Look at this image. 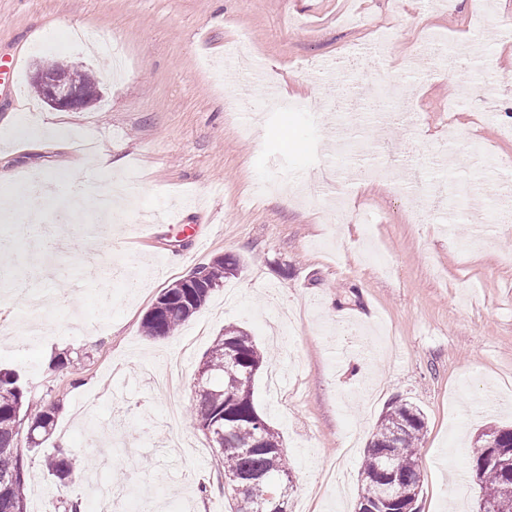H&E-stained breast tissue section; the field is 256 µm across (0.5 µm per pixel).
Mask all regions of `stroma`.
Returning <instances> with one entry per match:
<instances>
[{
    "label": "stroma",
    "mask_w": 512,
    "mask_h": 512,
    "mask_svg": "<svg viewBox=\"0 0 512 512\" xmlns=\"http://www.w3.org/2000/svg\"><path fill=\"white\" fill-rule=\"evenodd\" d=\"M512 0H0V54L17 62L16 92L0 93V199L40 182L53 192L44 224L54 225L72 193L97 198L108 180L133 178L135 199H116L125 223H94L99 277L80 280L85 232L78 224L56 254L45 286L54 299L26 337L19 282L38 278L15 221L0 215V368L19 372L35 403H55V429L26 463L67 443L84 473L118 489L141 486L112 512H228L223 467L191 421L197 369L225 326L247 330L273 352L254 383L257 410L280 431L293 468L292 512H354L359 469L381 414L419 407V512H478L458 489L476 435L512 425ZM394 38L381 57L361 54L374 27ZM86 29L118 39L124 70L64 35ZM466 34L478 69L446 66L420 51L426 35ZM355 72L371 97L357 118L335 83L312 80L303 63ZM89 73L99 96L62 111L47 105L30 76L37 64ZM492 84L486 101L462 96ZM416 104L395 119L384 93ZM324 102L316 114L297 100ZM44 125L60 136L45 141ZM91 140L111 150V175L62 185L83 166ZM345 162L374 176L332 167L326 190L305 201L263 191L274 178L306 181L337 141ZM444 152L432 171L440 191L470 187L466 218L410 205L400 189L414 163ZM344 196L353 222L331 208ZM162 208L170 224L148 231L142 211ZM498 212L492 223L488 213ZM232 254L243 268L175 333L143 334L158 294L194 268ZM65 355L79 370L53 368ZM97 408L98 441L77 431L76 410ZM209 492L200 495L197 484Z\"/></svg>",
    "instance_id": "stroma-1"
}]
</instances>
